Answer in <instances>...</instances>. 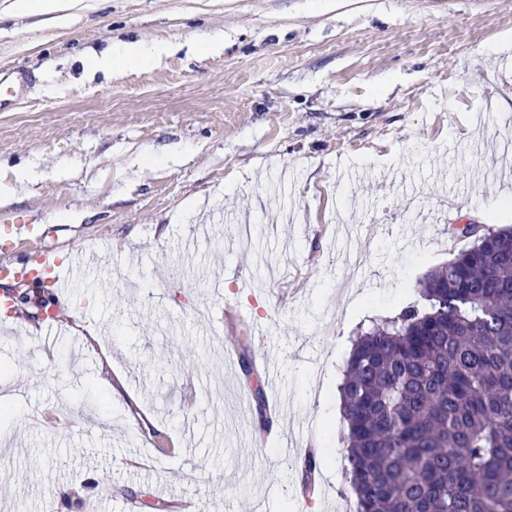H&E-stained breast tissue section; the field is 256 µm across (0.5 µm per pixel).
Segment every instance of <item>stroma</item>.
<instances>
[{
    "instance_id": "stroma-1",
    "label": "stroma",
    "mask_w": 512,
    "mask_h": 512,
    "mask_svg": "<svg viewBox=\"0 0 512 512\" xmlns=\"http://www.w3.org/2000/svg\"><path fill=\"white\" fill-rule=\"evenodd\" d=\"M61 2L0 0V70L36 78L0 109V269L49 251L93 278L52 298L56 333L42 282L0 314V512H347L356 329L469 247L431 216L512 226V181L487 177L512 0ZM129 41L171 50L88 71Z\"/></svg>"
}]
</instances>
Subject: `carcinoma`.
Here are the masks:
<instances>
[{
  "label": "carcinoma",
  "instance_id": "1",
  "mask_svg": "<svg viewBox=\"0 0 512 512\" xmlns=\"http://www.w3.org/2000/svg\"><path fill=\"white\" fill-rule=\"evenodd\" d=\"M358 329L339 386L356 512H512V228Z\"/></svg>",
  "mask_w": 512,
  "mask_h": 512
}]
</instances>
